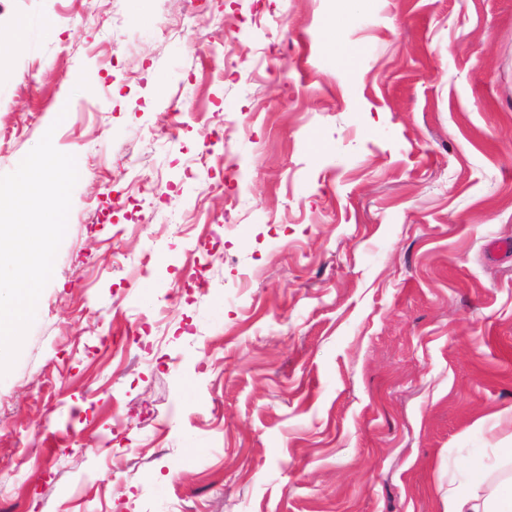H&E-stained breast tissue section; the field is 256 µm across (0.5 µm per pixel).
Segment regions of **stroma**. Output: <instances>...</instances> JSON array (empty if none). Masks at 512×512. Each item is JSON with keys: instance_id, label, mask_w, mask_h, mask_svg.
<instances>
[{"instance_id": "35a3bbf8", "label": "stroma", "mask_w": 512, "mask_h": 512, "mask_svg": "<svg viewBox=\"0 0 512 512\" xmlns=\"http://www.w3.org/2000/svg\"><path fill=\"white\" fill-rule=\"evenodd\" d=\"M0 129V174L48 131L79 173L0 505L445 512L512 474V0H0Z\"/></svg>"}]
</instances>
